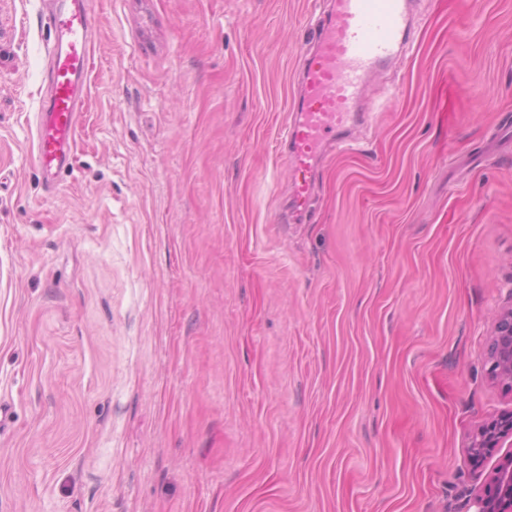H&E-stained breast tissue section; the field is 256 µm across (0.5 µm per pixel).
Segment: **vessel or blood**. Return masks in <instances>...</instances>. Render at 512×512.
<instances>
[{
    "label": "vessel or blood",
    "instance_id": "vessel-or-blood-1",
    "mask_svg": "<svg viewBox=\"0 0 512 512\" xmlns=\"http://www.w3.org/2000/svg\"><path fill=\"white\" fill-rule=\"evenodd\" d=\"M46 22L47 90L34 114V159L49 190L74 160L78 117L87 98L91 60L90 0H54ZM301 55L293 115L283 129L291 172L288 216L307 210L318 167L328 152L352 149L351 129L373 118L366 90L370 78L405 42L411 0H330Z\"/></svg>",
    "mask_w": 512,
    "mask_h": 512
}]
</instances>
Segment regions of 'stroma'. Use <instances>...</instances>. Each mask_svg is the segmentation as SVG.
<instances>
[{"label": "stroma", "mask_w": 512, "mask_h": 512, "mask_svg": "<svg viewBox=\"0 0 512 512\" xmlns=\"http://www.w3.org/2000/svg\"><path fill=\"white\" fill-rule=\"evenodd\" d=\"M327 0H94L47 192L41 0H0V512H468L512 301V0H415L305 224L279 137ZM493 340L488 353L492 379L512 389V303L503 308L492 325Z\"/></svg>", "instance_id": "35a3bbf8"}]
</instances>
